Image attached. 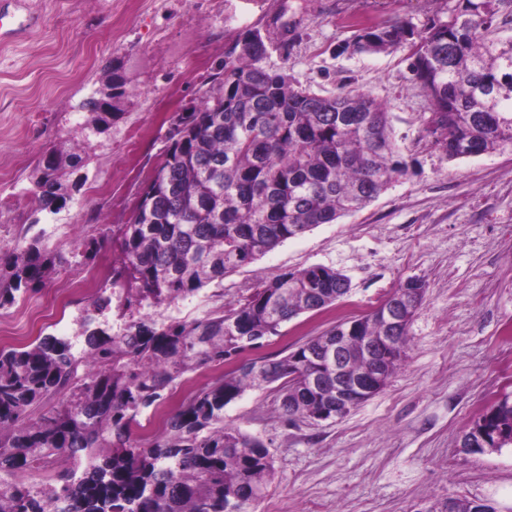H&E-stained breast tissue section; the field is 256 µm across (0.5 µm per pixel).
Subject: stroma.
Listing matches in <instances>:
<instances>
[{
	"label": "stroma",
	"mask_w": 512,
	"mask_h": 512,
	"mask_svg": "<svg viewBox=\"0 0 512 512\" xmlns=\"http://www.w3.org/2000/svg\"><path fill=\"white\" fill-rule=\"evenodd\" d=\"M283 3L297 29L270 47L266 66L322 95L370 94L389 114L408 171L365 209L147 313L160 322L198 318L249 296L261 276L311 265L342 271L347 304L363 312L405 281H423L405 357L343 419L288 420L270 387L226 406L225 424L262 439L273 460L267 491L249 512H445L452 498L512 512V447L460 446L484 408L512 397V154L447 160L423 137L428 100L404 52L345 48L360 27L400 18L421 29L447 18L457 0H224L221 16L161 0H20V12L40 24L0 47V250L43 231L63 252L78 244L95 251L0 309V342L64 336L82 354L79 320L93 296L79 280L120 256L107 227L128 222L171 116L223 61L225 32L264 24ZM117 61L127 79L123 114L109 133L82 142L76 107ZM76 141L86 184L57 221L34 224L35 166L49 148ZM338 317L333 308L302 314L249 356L294 351Z\"/></svg>",
	"instance_id": "1"
}]
</instances>
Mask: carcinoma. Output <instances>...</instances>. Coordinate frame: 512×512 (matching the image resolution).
Listing matches in <instances>:
<instances>
[{
	"instance_id": "obj_1",
	"label": "carcinoma",
	"mask_w": 512,
	"mask_h": 512,
	"mask_svg": "<svg viewBox=\"0 0 512 512\" xmlns=\"http://www.w3.org/2000/svg\"><path fill=\"white\" fill-rule=\"evenodd\" d=\"M496 2L459 0L451 17L421 30L396 20L361 27L347 43L360 53L407 51L429 102L426 136L449 160L512 153V39L495 36ZM285 13L282 7L272 23L238 31L209 86L172 116L161 161L113 234L121 260L109 281L123 290L116 305L128 318L123 332L96 325L94 314L112 302L101 288L80 321L85 357L57 336L0 348V472L33 469L44 450L66 462L81 452L87 459L81 476L62 471V485L48 493L0 480V512H246L272 479V457L260 438L224 424L225 407L273 384L288 418L331 417L334 392L311 391L306 379L322 368L312 353L336 336L348 337L349 373L370 368L357 348L382 335L378 306L286 356L224 373L170 417L164 437L143 448L130 441L136 417L158 408L176 380L224 366L299 315L339 303L350 283L332 267L312 265L264 279L225 314L159 323L139 316L141 309L194 295L281 243L365 208L407 171L389 114L369 94L319 95L263 65L267 43L288 45ZM126 85L114 64L82 102L84 141L112 129ZM84 167L79 153L50 150L34 170L35 213L59 214L87 182ZM68 263L42 232L0 252V309ZM406 336L404 329L390 352L385 382L405 354ZM62 390L69 400L36 413ZM464 439L479 450L512 446V399L487 408Z\"/></svg>"
}]
</instances>
